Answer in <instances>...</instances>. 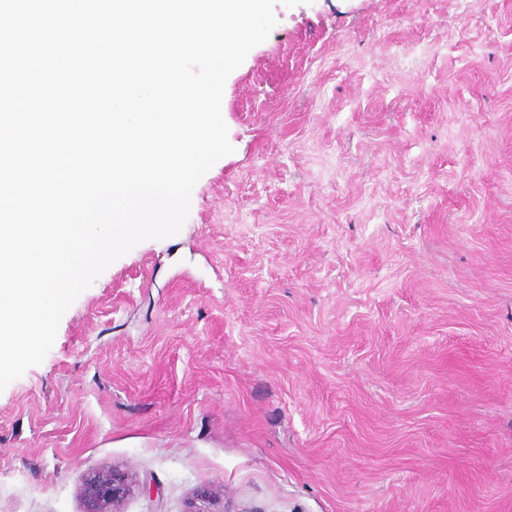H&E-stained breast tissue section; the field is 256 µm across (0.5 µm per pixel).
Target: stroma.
<instances>
[{
	"mask_svg": "<svg viewBox=\"0 0 512 512\" xmlns=\"http://www.w3.org/2000/svg\"><path fill=\"white\" fill-rule=\"evenodd\" d=\"M232 154L0 392V512H512V0H302ZM133 490L129 474L112 470L89 476L82 488V512H121V505Z\"/></svg>",
	"mask_w": 512,
	"mask_h": 512,
	"instance_id": "stroma-1",
	"label": "stroma"
}]
</instances>
